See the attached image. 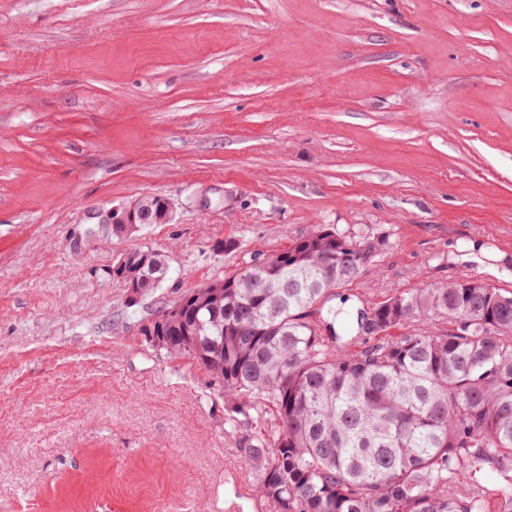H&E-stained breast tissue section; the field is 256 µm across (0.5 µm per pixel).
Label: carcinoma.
Returning <instances> with one entry per match:
<instances>
[{
    "mask_svg": "<svg viewBox=\"0 0 512 512\" xmlns=\"http://www.w3.org/2000/svg\"><path fill=\"white\" fill-rule=\"evenodd\" d=\"M381 246L320 227L145 336L211 378L231 425L259 422L240 452L273 512H512V292L460 278L347 305ZM130 259L160 287L161 254Z\"/></svg>",
    "mask_w": 512,
    "mask_h": 512,
    "instance_id": "cac0c4a2",
    "label": "carcinoma"
}]
</instances>
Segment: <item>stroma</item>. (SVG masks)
<instances>
[{
    "label": "stroma",
    "mask_w": 512,
    "mask_h": 512,
    "mask_svg": "<svg viewBox=\"0 0 512 512\" xmlns=\"http://www.w3.org/2000/svg\"><path fill=\"white\" fill-rule=\"evenodd\" d=\"M321 226L383 243L351 303L512 292V0H0V512H270L256 423L144 330ZM109 226H111L112 234L116 237H119L117 232L114 230L112 225L115 224H150L149 216L137 208L136 203L134 201L122 204L118 207H112V211L109 216ZM116 234H115V233ZM129 267L134 279L141 282V294H148L159 288L165 278L167 268L161 254L152 249H131Z\"/></svg>",
    "instance_id": "35a3bbf8"
}]
</instances>
